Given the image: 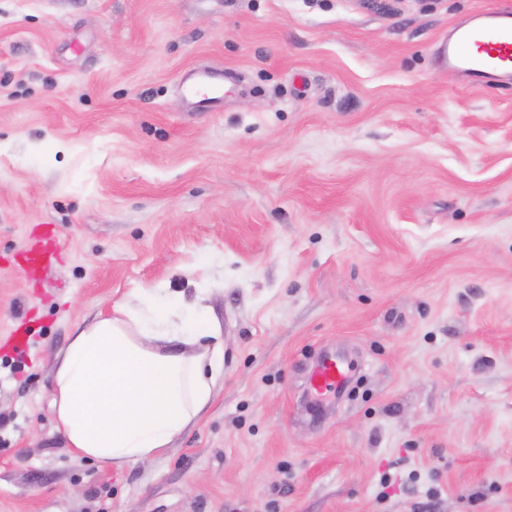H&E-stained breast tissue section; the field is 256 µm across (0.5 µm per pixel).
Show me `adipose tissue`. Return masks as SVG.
Wrapping results in <instances>:
<instances>
[{
  "instance_id": "obj_1",
  "label": "adipose tissue",
  "mask_w": 512,
  "mask_h": 512,
  "mask_svg": "<svg viewBox=\"0 0 512 512\" xmlns=\"http://www.w3.org/2000/svg\"><path fill=\"white\" fill-rule=\"evenodd\" d=\"M224 368V341L199 304L143 289L76 329L52 366L56 428L81 457L146 463L193 426Z\"/></svg>"
}]
</instances>
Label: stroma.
Wrapping results in <instances>:
<instances>
[{
	"instance_id": "1",
	"label": "stroma",
	"mask_w": 512,
	"mask_h": 512,
	"mask_svg": "<svg viewBox=\"0 0 512 512\" xmlns=\"http://www.w3.org/2000/svg\"><path fill=\"white\" fill-rule=\"evenodd\" d=\"M504 11L0 0V512H512V85L438 58ZM146 287L207 309L224 377L117 470L67 448L48 360ZM324 352L354 372L316 401ZM221 85L223 81L212 76L204 75L195 78L185 89L187 96L193 99H200V101L218 99L221 94Z\"/></svg>"
}]
</instances>
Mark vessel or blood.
<instances>
[{"label":"vessel or blood","instance_id":"b4317fda","mask_svg":"<svg viewBox=\"0 0 512 512\" xmlns=\"http://www.w3.org/2000/svg\"><path fill=\"white\" fill-rule=\"evenodd\" d=\"M449 72H462L473 81L512 79V12L492 15L490 21L459 28L440 47ZM190 98L214 100L221 81L212 75L195 78L186 88ZM350 363L338 355L321 356L309 377L313 395L344 393L351 381Z\"/></svg>","mask_w":512,"mask_h":512}]
</instances>
